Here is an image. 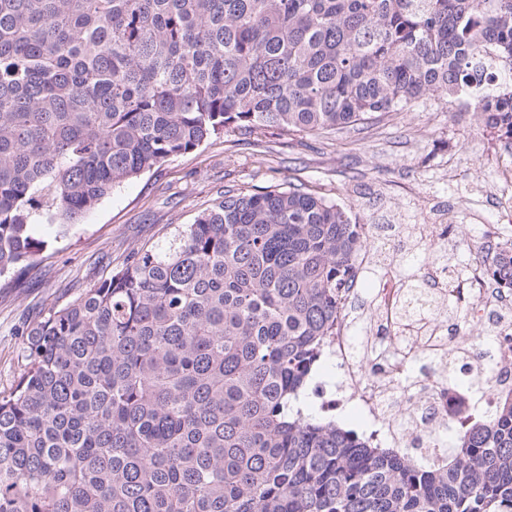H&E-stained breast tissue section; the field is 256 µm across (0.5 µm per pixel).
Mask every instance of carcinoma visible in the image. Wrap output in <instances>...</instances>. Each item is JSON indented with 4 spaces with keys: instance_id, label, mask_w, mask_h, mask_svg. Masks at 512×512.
Listing matches in <instances>:
<instances>
[{
    "instance_id": "1",
    "label": "carcinoma",
    "mask_w": 512,
    "mask_h": 512,
    "mask_svg": "<svg viewBox=\"0 0 512 512\" xmlns=\"http://www.w3.org/2000/svg\"><path fill=\"white\" fill-rule=\"evenodd\" d=\"M484 57L505 65L490 87ZM464 89L511 144L512 0H0V277L46 247L35 225L222 134ZM370 247L322 196L228 191L52 305L0 390V512H512V397L442 470L307 413ZM491 270L512 285V248Z\"/></svg>"
}]
</instances>
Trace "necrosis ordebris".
Listing matches in <instances>:
<instances>
[{
    "instance_id": "necrosis-or-debris-1",
    "label": "necrosis or debris",
    "mask_w": 512,
    "mask_h": 512,
    "mask_svg": "<svg viewBox=\"0 0 512 512\" xmlns=\"http://www.w3.org/2000/svg\"><path fill=\"white\" fill-rule=\"evenodd\" d=\"M511 244L512 209L501 213L489 234L486 255L458 272L459 286L452 297L472 321L491 330L493 344L483 347L478 337L461 327L441 325L443 347L452 353L464 347L471 350L450 384L438 381L433 365L423 367L415 388H406L403 382L422 344L419 339L404 338L397 328L396 316L405 300L404 289L397 286V269H386L379 288L372 290L370 324L364 335H356L345 320L358 297L357 289L347 290L341 301L343 318L326 345L325 376L336 386L321 392L318 411L339 417L347 406H355L363 418L362 434L377 448H403L418 433L430 434L431 443L417 449L414 459L445 467L450 450L440 442V435L464 431L472 420L491 417L505 393L500 380L512 370V331L502 328L494 317L495 312L512 311V288L497 282L487 260L488 253Z\"/></svg>"
}]
</instances>
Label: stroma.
I'll return each instance as SVG.
<instances>
[{
	"mask_svg": "<svg viewBox=\"0 0 512 512\" xmlns=\"http://www.w3.org/2000/svg\"><path fill=\"white\" fill-rule=\"evenodd\" d=\"M509 164L512 146L493 138L478 113L435 97L333 133L235 132L173 157L78 224L36 225L47 249L19 285L0 288V389L18 375L23 327L110 277L132 250L162 244L225 191L292 183L335 202L370 234L386 230L396 247L369 256L356 283L366 294L387 266L407 279L423 274L429 253H448L459 266L473 258L498 220L494 186Z\"/></svg>",
	"mask_w": 512,
	"mask_h": 512,
	"instance_id": "35a3bbf8",
	"label": "stroma"
}]
</instances>
